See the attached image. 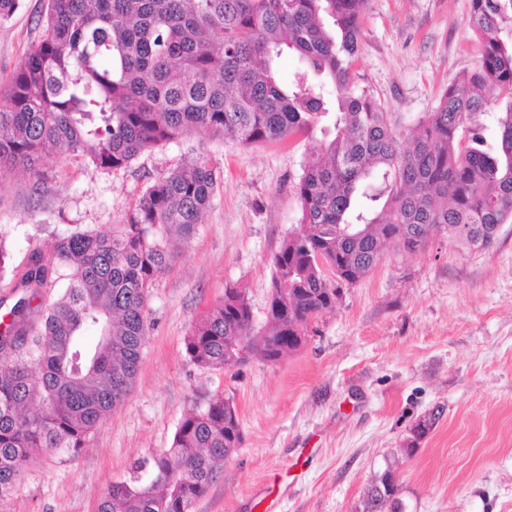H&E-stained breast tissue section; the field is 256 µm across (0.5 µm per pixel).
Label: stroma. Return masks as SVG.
Instances as JSON below:
<instances>
[{
    "instance_id": "35a3bbf8",
    "label": "stroma",
    "mask_w": 512,
    "mask_h": 512,
    "mask_svg": "<svg viewBox=\"0 0 512 512\" xmlns=\"http://www.w3.org/2000/svg\"><path fill=\"white\" fill-rule=\"evenodd\" d=\"M46 4L18 0L0 19L1 85L41 39ZM470 9L471 0H369L352 80L401 130H416L477 66ZM317 144L194 135L116 171L65 157L49 158L39 182L0 171V233L21 269L73 225L119 231L134 200L184 160L206 162L218 182L203 223L149 293L151 328L123 406L76 459L37 455L0 512H96L135 459L169 447L182 417L217 394L235 402L244 441L195 512H359L389 468L405 512H512V223L485 251L444 233L422 252L389 247L279 363L205 370L187 356L186 336L227 286L245 290L264 325L271 259L296 225L293 187ZM436 408L440 418L415 438Z\"/></svg>"
}]
</instances>
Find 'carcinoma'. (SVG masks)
Returning <instances> with one entry per match:
<instances>
[{"label":"carcinoma","mask_w":512,"mask_h":512,"mask_svg":"<svg viewBox=\"0 0 512 512\" xmlns=\"http://www.w3.org/2000/svg\"><path fill=\"white\" fill-rule=\"evenodd\" d=\"M367 0H48L44 34L0 89V171L40 178L54 155L121 170L159 144L195 134L242 145L322 138L294 189L297 227L272 259L266 325L245 293L224 291L185 339L200 368L232 366L241 345L264 361L306 340L390 243L425 250L441 231L490 248L512 223V0H471L466 21L482 54L407 135L351 82ZM300 66L280 73L281 59ZM495 140L476 116L491 95ZM217 181L190 159L150 184L118 235L76 228L31 256L22 296L0 324V501L30 460L53 448L76 458L136 380L150 322L146 301L189 240ZM64 281L52 302L43 293ZM224 397L187 413L170 447L133 461L97 512H195L241 448ZM361 512H388L390 470Z\"/></svg>","instance_id":"carcinoma-1"}]
</instances>
